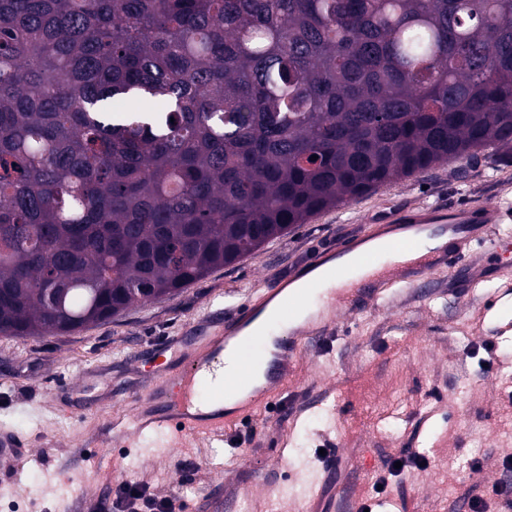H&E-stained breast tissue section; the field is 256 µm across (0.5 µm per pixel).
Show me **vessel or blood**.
I'll return each mask as SVG.
<instances>
[{"label":"vessel or blood","instance_id":"obj_1","mask_svg":"<svg viewBox=\"0 0 512 512\" xmlns=\"http://www.w3.org/2000/svg\"><path fill=\"white\" fill-rule=\"evenodd\" d=\"M507 213L505 206L494 201L397 211L372 222L359 238L319 249L287 282L208 313L184 337L179 363L164 367L139 388L143 410L134 421L136 429L162 427L175 436L223 440L239 420L238 413H225L226 394H243L240 411L262 409L287 392L307 346L336 333L331 322L297 326L280 341L260 382L250 355L257 341L252 326L267 310H274L277 321H292L322 284L347 279L345 257L383 239L389 240L391 250L404 253V260L381 267L376 258H366L371 271L363 287L344 288L339 299H328V307L342 301L361 309L404 291L419 293L443 276L454 281L466 275L469 288H476L490 271L494 256L512 253V236L501 230ZM23 445L17 434L0 427L1 464L16 462Z\"/></svg>","mask_w":512,"mask_h":512}]
</instances>
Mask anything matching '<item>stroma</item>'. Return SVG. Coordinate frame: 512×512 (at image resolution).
Instances as JSON below:
<instances>
[{"instance_id":"1","label":"stroma","mask_w":512,"mask_h":512,"mask_svg":"<svg viewBox=\"0 0 512 512\" xmlns=\"http://www.w3.org/2000/svg\"><path fill=\"white\" fill-rule=\"evenodd\" d=\"M475 200L512 204V156L460 169L442 164L326 209L178 296L127 310L107 324L64 336L0 334V426L29 445L18 471L0 468V512H96L115 476L180 494L187 512H208L202 491L233 493L242 512H344L368 496L381 455L409 448L428 465L405 478L403 512H459L472 485L487 487L498 458L512 451V343L483 339L498 324L486 303L511 285L492 277L480 288L430 298L336 310L339 331L309 347L287 397L250 419L252 443L223 445L147 430L108 434L116 419L133 423L136 389L162 349L220 298H242L286 279L319 248L362 235L369 219L419 204ZM332 447L336 473L318 449ZM481 460L480 473L470 471Z\"/></svg>"}]
</instances>
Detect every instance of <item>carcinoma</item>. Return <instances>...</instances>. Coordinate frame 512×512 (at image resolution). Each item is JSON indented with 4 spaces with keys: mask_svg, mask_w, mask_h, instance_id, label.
<instances>
[{
    "mask_svg": "<svg viewBox=\"0 0 512 512\" xmlns=\"http://www.w3.org/2000/svg\"><path fill=\"white\" fill-rule=\"evenodd\" d=\"M500 151L512 0H0V334L109 322Z\"/></svg>",
    "mask_w": 512,
    "mask_h": 512,
    "instance_id": "1",
    "label": "carcinoma"
}]
</instances>
